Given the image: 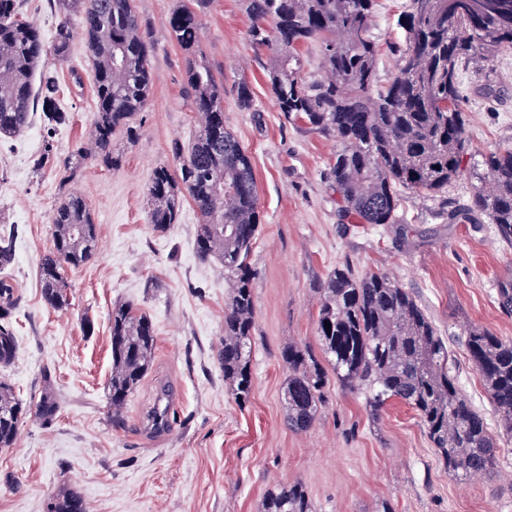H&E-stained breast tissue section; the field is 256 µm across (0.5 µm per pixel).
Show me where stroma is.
<instances>
[{
  "instance_id": "obj_1",
  "label": "stroma",
  "mask_w": 512,
  "mask_h": 512,
  "mask_svg": "<svg viewBox=\"0 0 512 512\" xmlns=\"http://www.w3.org/2000/svg\"><path fill=\"white\" fill-rule=\"evenodd\" d=\"M409 0H377L373 34L382 51L377 78L395 71L392 43L402 42L400 13ZM177 0H135L154 42L156 73L149 102L134 124L137 141L116 133L118 167L96 162L72 184L88 204L98 248L66 277L70 304L47 305L39 265L53 248L50 217L63 191L41 166L45 143L59 155L86 138L95 111L94 77L82 37L70 56L46 53L68 124L48 130L33 119L16 139L0 140V214L18 228L15 261L6 274L21 298L12 314L17 353L1 372L24 401L39 396L50 369L59 413L51 425L27 421L14 447L0 449V512H46L52 497L75 492L91 512H261L274 487L302 483L314 512H512V438L493 473L463 480L449 473L413 409L392 401L373 421L362 391L332 383L316 423L296 432L284 402L288 372L280 351L296 342L319 349L317 284L336 265L357 274L382 272L410 292L440 336L448 339L458 381L491 430L492 409L461 341L468 328L512 337L496 282L512 269V246L491 224H452L451 210L473 197L483 155L512 148V48L478 60L461 75L470 151L462 175L444 192L403 191L401 225L373 226L344 215L329 179L337 144L279 111L268 85L267 52L251 43L252 21L241 0H200V52L224 83V125L252 157L262 224L251 264L256 326L253 390L238 404L217 360L224 334L227 285L222 267L196 253L198 215L184 202L177 224L147 222L154 170L174 166L173 143L190 145L197 127L186 99L183 55L170 35ZM247 83L251 108L237 86ZM131 303L151 319V367L131 394L122 427H113L110 315ZM93 331H85V322ZM172 392L170 424L149 419Z\"/></svg>"
}]
</instances>
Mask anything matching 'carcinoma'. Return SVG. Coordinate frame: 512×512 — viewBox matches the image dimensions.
<instances>
[{"label":"carcinoma","instance_id":"1","mask_svg":"<svg viewBox=\"0 0 512 512\" xmlns=\"http://www.w3.org/2000/svg\"><path fill=\"white\" fill-rule=\"evenodd\" d=\"M252 18L251 40L272 53L270 93L283 115L336 140L330 178L345 212L362 224H395L401 196L408 189L436 194L461 173L469 153L459 76L471 60H491L512 46V0H410L400 20L406 32L395 47L396 72L377 85L379 45L372 35L375 0H243ZM61 19L53 54L64 60L81 24L95 73L96 111L89 137L64 156L45 145L38 165L52 164L64 185L75 183L87 163L114 167L112 138L118 131L137 140L134 117L146 107L154 85L153 45L134 0H56ZM171 36L185 63L184 93L197 118V134L184 147L174 143L176 170H154L148 186L147 220L164 231L178 222L184 200L199 217L197 255L224 267L228 296L224 337L218 362L235 401L243 405L253 387V332L256 304L250 256L261 224L257 182L251 156L224 128V82L199 55L201 27L196 11L182 3L169 19ZM321 45L322 67L331 78L306 81L300 47ZM45 46L37 24L20 12L19 0H0V138L19 135L41 111L46 126L69 122L58 107L53 72L38 71ZM39 86H33L35 74ZM477 176L474 209L452 210L448 221L495 225L497 236L512 245V149L483 159ZM54 246L42 258V295L54 309L69 305L67 267L78 268L94 251L85 240L96 225L85 200L66 192L50 217ZM14 227L0 220V273L15 260ZM317 330L324 360L304 345L281 350L288 370L285 392L288 427L308 431L325 406L330 380L367 391L374 420L392 400L411 406L448 472L467 479L489 475L500 444L487 419L468 401L449 364L445 339L415 297L385 273L358 276L348 265L329 271L317 286ZM498 304L512 312V271L497 281ZM19 295L0 276V368L16 357L11 314ZM331 323L326 332L324 322ZM112 366L108 382L111 421L122 423L130 395L152 362L156 337L151 320L131 304L110 316ZM464 344L506 433H512V338L472 327ZM43 389L26 404L13 384L0 380V448H11L33 414L52 423L59 403L51 390V372L42 373ZM84 498L75 492L55 496L47 512H79ZM262 512H313L303 485L294 482L268 492Z\"/></svg>","mask_w":512,"mask_h":512}]
</instances>
